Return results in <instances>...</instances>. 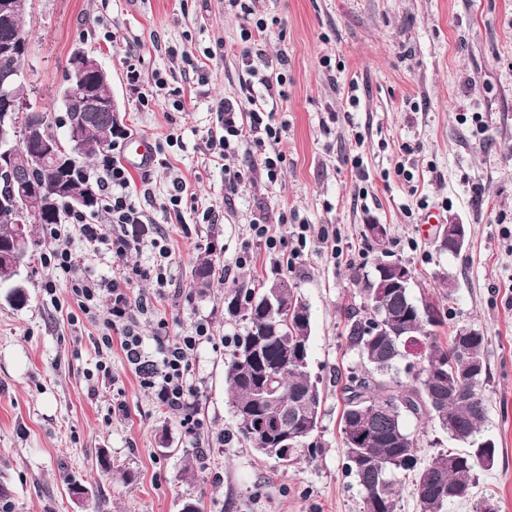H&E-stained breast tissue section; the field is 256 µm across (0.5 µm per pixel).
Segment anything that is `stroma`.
I'll return each instance as SVG.
<instances>
[{"mask_svg": "<svg viewBox=\"0 0 512 512\" xmlns=\"http://www.w3.org/2000/svg\"><path fill=\"white\" fill-rule=\"evenodd\" d=\"M256 8L280 28L264 50L286 78L276 107L288 125L278 145L285 161L269 181L241 146L236 162L253 171L228 202L205 138L220 130L218 104L243 98L252 79L224 51L240 41L224 0H34L26 104L58 112L76 49L111 72L129 132L115 155L145 215V244L129 260L152 265L158 227L172 250L163 294L149 281L133 285L150 306L140 333L151 351L159 320L174 334L208 324L191 371L206 430L187 434L120 344L110 377H97L103 325L69 322L64 282H55L53 306L42 244L23 273L28 304L9 305L0 288V512H182L189 501L201 512H362L361 489L344 469L336 376L358 362L347 314L361 307L365 275L383 259L410 265L417 301L447 307L440 340L461 325L484 334L483 434L499 452L493 468L477 469L475 492L512 512V0H258ZM159 78L165 89L141 104ZM171 132L179 145H166ZM140 140L166 165L149 164ZM177 179L196 195L183 200L180 223L165 210ZM450 219L468 230L456 256L437 243ZM257 221L271 224L281 246L252 238ZM371 223L387 225L385 248L367 239ZM300 224L310 227L302 241ZM207 255L217 275L199 288L191 271ZM275 269L310 308V370L326 397L316 447L286 467L239 442L224 380L243 329L225 319L224 292L257 287ZM445 275L452 290L440 284ZM120 403L126 413L116 412ZM100 448L110 469L97 462ZM72 479L88 488L85 499L70 497Z\"/></svg>", "mask_w": 512, "mask_h": 512, "instance_id": "1", "label": "stroma"}]
</instances>
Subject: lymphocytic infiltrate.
I'll return each mask as SVG.
<instances>
[{
  "mask_svg": "<svg viewBox=\"0 0 512 512\" xmlns=\"http://www.w3.org/2000/svg\"><path fill=\"white\" fill-rule=\"evenodd\" d=\"M230 10L241 21L239 55L249 74L264 89L265 104H258L254 96H246L238 105L221 103L224 133L220 137H207L209 146L218 150L219 158L236 153L242 143L251 144L258 152L269 179H276L283 156L278 149L285 122L276 118L269 101L282 95L283 76H270L266 72L263 44L270 29L264 19L256 15L255 0H227ZM94 186L105 201L101 223H88L81 212H71L64 224H49L44 236L52 249L46 263L65 280L73 303L89 318H101L105 328L98 341L99 352L112 348L113 335H121V346L129 364L143 374V381L157 403L164 407L181 426L193 435L204 432V422L196 407L197 390L189 375L200 345L209 338L207 324H197L192 333L168 336L165 323H158L154 341L156 359L143 357L144 338L139 333V317L148 310L146 300L135 301L130 288L138 280H155L157 288H165L164 274L169 265L170 250L164 238L153 239L156 265L152 268L129 267L125 260L138 250L142 241L130 234V226L141 223L143 214L135 206L130 191V179L125 166L115 158L107 159L102 175L96 176ZM80 239L93 250L110 253L118 262V272L108 279L95 280L87 276L82 254L70 247L72 239ZM107 298L106 310H99L100 298Z\"/></svg>",
  "mask_w": 512,
  "mask_h": 512,
  "instance_id": "obj_1",
  "label": "lymphocytic infiltrate"
}]
</instances>
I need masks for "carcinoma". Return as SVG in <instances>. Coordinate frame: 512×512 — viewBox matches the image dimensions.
Segmentation results:
<instances>
[{
    "label": "carcinoma",
    "instance_id": "carcinoma-1",
    "mask_svg": "<svg viewBox=\"0 0 512 512\" xmlns=\"http://www.w3.org/2000/svg\"><path fill=\"white\" fill-rule=\"evenodd\" d=\"M19 40H27L24 19H16L8 30L0 25V44ZM75 117L76 113H68L66 126L67 131L78 132L82 164L61 172L18 165L11 176L0 173V199L6 201L0 204V288L8 289L9 302L16 308L29 300L22 270L41 246L36 225L63 223L72 211L70 201L76 197H90L92 202L82 212L95 214L97 193L83 172L91 158L121 137L106 112L86 125H73ZM59 180L67 185L66 193L58 196L48 212L32 218L33 226L26 230L30 248L24 265L19 266L13 249L17 236L14 218L26 207V199L18 185L51 189ZM213 272L212 260L202 259L194 269L196 285L209 287ZM383 278H391L389 271L374 268L362 288V311L350 315L347 341L359 363L348 370L342 385L340 434L346 448L345 470L362 489L363 512H396L398 473L411 476L420 512H444L450 502L470 500L476 469H490L495 463L493 440L481 437L486 421L482 387L487 370L475 379L451 370L450 360L457 352L455 341L444 345L435 331L444 325L446 312L431 304H419L411 293V284L388 291L385 316L378 315L373 291ZM267 285L265 281L256 288H231L224 297L228 318L244 323L243 332L234 337L233 349L224 361V374L240 441L287 464L301 449L286 448L288 440L271 426L276 407L311 391L318 398L320 411L325 397L320 379L310 371L309 306L294 309L288 322V309L296 302L294 289L280 288L279 295L270 298ZM381 318L389 325L387 336L375 334L376 321ZM409 339L424 350L417 357L415 371L408 373V381L403 382L395 370L405 360L404 344ZM467 349L472 358L486 365L485 337L479 331L468 337ZM410 416L436 423L466 448L440 452L421 461L418 440L406 427Z\"/></svg>",
    "mask_w": 512,
    "mask_h": 512
}]
</instances>
